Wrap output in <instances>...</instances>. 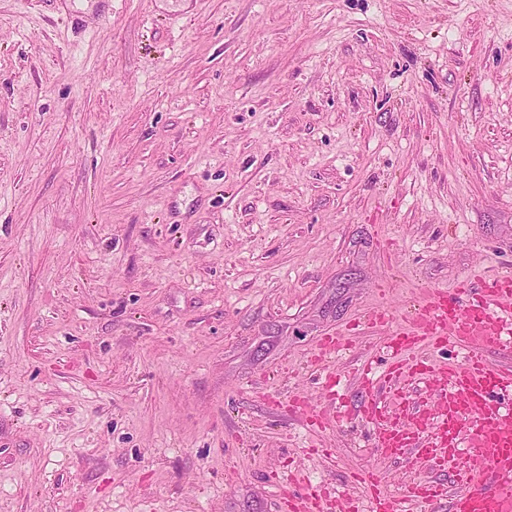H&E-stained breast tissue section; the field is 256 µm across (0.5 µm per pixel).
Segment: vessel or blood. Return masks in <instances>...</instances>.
Segmentation results:
<instances>
[{
  "mask_svg": "<svg viewBox=\"0 0 512 512\" xmlns=\"http://www.w3.org/2000/svg\"><path fill=\"white\" fill-rule=\"evenodd\" d=\"M468 306L435 291L405 324L389 332L392 364L375 372L364 362L362 406L374 426L375 446L397 461L415 454L434 465L453 457L457 465L444 484L406 487L398 499L406 507L447 500L449 512H512V369L489 360L490 353L512 350V276L471 291ZM430 340L464 350L463 363L435 371L411 352ZM440 387L435 410L409 403L404 383ZM366 512H394L379 471L365 473Z\"/></svg>",
  "mask_w": 512,
  "mask_h": 512,
  "instance_id": "obj_1",
  "label": "vessel or blood"
}]
</instances>
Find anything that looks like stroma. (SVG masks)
Returning <instances> with one entry per match:
<instances>
[{
    "instance_id": "35a3bbf8",
    "label": "stroma",
    "mask_w": 512,
    "mask_h": 512,
    "mask_svg": "<svg viewBox=\"0 0 512 512\" xmlns=\"http://www.w3.org/2000/svg\"><path fill=\"white\" fill-rule=\"evenodd\" d=\"M509 270L512 0H0V512L446 481L375 448L357 319Z\"/></svg>"
}]
</instances>
